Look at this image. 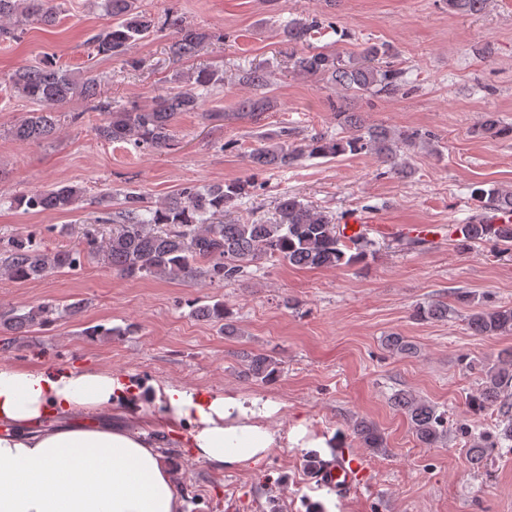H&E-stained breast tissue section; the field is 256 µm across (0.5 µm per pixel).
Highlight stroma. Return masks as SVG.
Instances as JSON below:
<instances>
[{"label": "stroma", "mask_w": 512, "mask_h": 512, "mask_svg": "<svg viewBox=\"0 0 512 512\" xmlns=\"http://www.w3.org/2000/svg\"><path fill=\"white\" fill-rule=\"evenodd\" d=\"M54 3L55 27L31 24L21 41L0 40V194L70 182L87 197L106 193L110 200L72 213L34 214L2 204L1 240L31 235L49 250L71 248L95 217L118 211L126 191L154 201L190 183L235 180L248 175L247 154L262 138L284 133L299 143L340 132L328 105L334 86L290 71L288 46L275 30L291 18L329 20L311 41L321 51L346 57L367 42L391 45L406 93L367 94L354 109L371 124L429 134L432 143L401 147L411 168L405 177L368 154L303 159L259 175L253 197L231 211L235 218L269 214L280 195L296 193L339 217L369 216L362 231L380 249L366 264L309 269L263 259L218 286L203 272L185 280H129L85 259L37 282L0 280L4 312L83 304L77 314L0 345V363L120 371L145 382L278 403L272 421L281 442L258 465L219 471L167 449L184 512H512V449L496 450L475 469L457 433L461 422L478 432L500 424L502 409H475L470 400L481 383L480 366L512 350V333L474 335L468 308L455 303L457 293L468 292L487 306H512V256L485 245L461 250L448 231L475 213L474 183L512 189V138L475 130L484 112L512 125V0H488L474 16L450 13L445 0H138L160 29L137 46L134 68L93 50L90 40L105 22L100 0ZM170 9L223 32V40L174 59L162 27ZM47 54L64 69L93 70L102 98L117 106L149 105L174 88L175 74L199 67L223 74L224 89L200 111L176 117L178 142L162 154L97 138L103 116L79 97L59 107V129L49 140L22 143L11 129L37 106L10 91L6 78ZM254 66L273 72L275 106L242 116L236 102L251 90L240 75ZM408 224H433L437 233L423 250L406 252L398 230ZM218 300L238 335H224L218 323L196 316L195 306ZM436 301L450 304L447 320L415 317L417 307ZM94 326L107 328V335H88ZM393 333L412 341L414 354L390 353L383 339ZM244 350L274 356L278 377L264 383L244 376ZM400 391L444 412L448 433L436 447L420 446L392 405ZM360 419L378 426L385 448H365L354 437ZM328 436L335 448H317ZM339 448L365 467L345 495L319 484L306 462L307 452L327 459Z\"/></svg>", "instance_id": "1"}]
</instances>
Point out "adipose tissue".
<instances>
[{
	"mask_svg": "<svg viewBox=\"0 0 512 512\" xmlns=\"http://www.w3.org/2000/svg\"><path fill=\"white\" fill-rule=\"evenodd\" d=\"M272 403L122 372L0 365V512H183L160 444L221 470L281 438Z\"/></svg>",
	"mask_w": 512,
	"mask_h": 512,
	"instance_id": "adipose-tissue-1",
	"label": "adipose tissue"
}]
</instances>
